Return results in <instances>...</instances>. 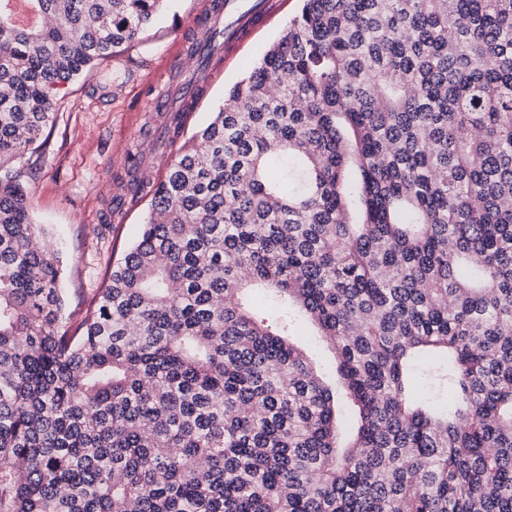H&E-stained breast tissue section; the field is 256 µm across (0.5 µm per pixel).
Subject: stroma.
<instances>
[{
  "label": "stroma",
  "instance_id": "obj_1",
  "mask_svg": "<svg viewBox=\"0 0 512 512\" xmlns=\"http://www.w3.org/2000/svg\"><path fill=\"white\" fill-rule=\"evenodd\" d=\"M286 6L258 29L232 59L223 61L199 98L187 131L205 125L224 102V90L240 80L297 13L299 0ZM200 0H167L143 38L118 52L112 60L68 83L57 105L44 155H32L28 200L34 222L47 225L61 248L67 270L63 282L68 306L88 304L103 287L113 265L137 238L150 209L143 196L121 223H113L106 203L114 182L123 174L128 155L143 152L146 171L163 180L178 141L158 136L144 138L160 124L146 104L157 91L151 75L175 65L189 73L195 62L179 50L184 29L190 26Z\"/></svg>",
  "mask_w": 512,
  "mask_h": 512
}]
</instances>
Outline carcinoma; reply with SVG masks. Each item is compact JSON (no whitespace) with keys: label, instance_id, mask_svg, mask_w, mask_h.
<instances>
[{"label":"carcinoma","instance_id":"1","mask_svg":"<svg viewBox=\"0 0 512 512\" xmlns=\"http://www.w3.org/2000/svg\"><path fill=\"white\" fill-rule=\"evenodd\" d=\"M164 2L0 0V512H512V0H302L70 308L27 155ZM302 330L298 336H293V341L301 345L308 356L320 368L327 381L333 382L336 376V363L330 350L317 336H313L314 328L306 322H301Z\"/></svg>","mask_w":512,"mask_h":512}]
</instances>
